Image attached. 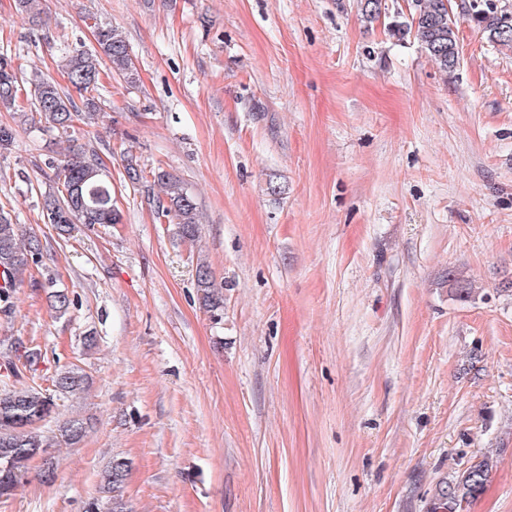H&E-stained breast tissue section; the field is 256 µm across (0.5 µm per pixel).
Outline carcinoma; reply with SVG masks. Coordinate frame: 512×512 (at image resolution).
<instances>
[{
  "label": "carcinoma",
  "instance_id": "carcinoma-1",
  "mask_svg": "<svg viewBox=\"0 0 512 512\" xmlns=\"http://www.w3.org/2000/svg\"><path fill=\"white\" fill-rule=\"evenodd\" d=\"M451 0H407V13L399 12L387 23L391 36L401 39L414 35L432 62L444 72H451L460 62L456 34V20L449 11ZM361 17L373 23L387 15L385 0H357ZM464 14L469 22L482 32L489 43L512 48V26L504 24L511 15L508 5L499 6L491 0H470ZM100 52L88 53L64 48V68L69 86L63 88L55 80L34 72L29 81L20 78L11 59L0 56V109L20 111L19 98L29 90L35 111L23 113L24 123L46 131L61 134L75 124L95 125L101 117L99 89L101 86L100 60L110 63V70L134 82L136 69L130 57L128 44L119 30L108 25L95 26ZM98 158L72 148L60 162H48L54 170L57 191L43 196V212L57 235L66 237L77 224L107 226L122 221L120 210L112 199V183L106 175L97 173ZM125 178L142 185L153 178L165 198L159 203L158 218H166L177 225L183 240H195L200 224V209L196 198L182 182L160 169L148 170L133 160L124 167ZM42 254L41 240L23 232L13 223L9 213L0 210V275L5 285L0 287V308L14 306L13 291L24 275L38 264ZM196 286L200 303L211 316L219 319L224 312V298L214 288L208 267L200 264L196 271ZM48 289L55 313L66 315L73 304L69 294L55 288L49 279ZM49 392L38 385L20 379L10 388L0 390V499L9 498L36 458H43L44 474L53 475V466L44 458L52 447V439L43 434L42 423L51 417L56 400L76 396L89 387L86 373L76 364L58 369ZM86 436L82 419L71 418L59 426L60 442L74 447ZM492 461L486 457L458 473L451 482L440 486L428 504L427 512H467L470 504L485 492ZM128 462L115 458L108 466L104 482L114 493L108 512H125V504L117 494L124 483Z\"/></svg>",
  "mask_w": 512,
  "mask_h": 512
}]
</instances>
